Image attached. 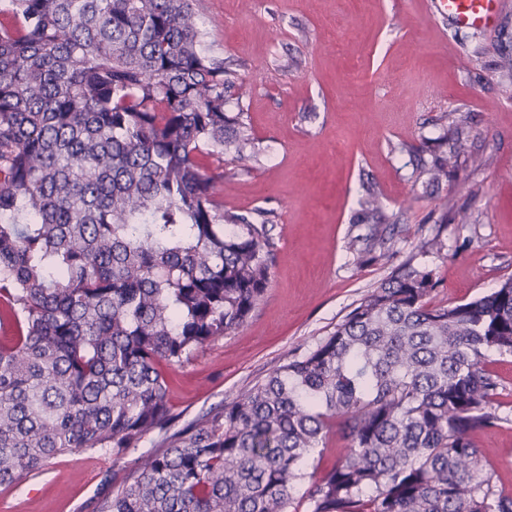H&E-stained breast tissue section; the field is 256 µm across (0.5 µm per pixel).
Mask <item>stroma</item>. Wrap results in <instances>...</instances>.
<instances>
[{
	"instance_id": "35a3bbf8",
	"label": "stroma",
	"mask_w": 512,
	"mask_h": 512,
	"mask_svg": "<svg viewBox=\"0 0 512 512\" xmlns=\"http://www.w3.org/2000/svg\"><path fill=\"white\" fill-rule=\"evenodd\" d=\"M500 23L448 24L431 0H193L205 47L247 85L240 102L256 162L224 163L225 208L269 212L277 242L269 288L247 322L166 368L170 405L202 417L312 348L405 262L432 271L435 305L464 303L512 275V0ZM467 138L433 182L450 124ZM382 211L366 216L365 189ZM468 223H460V213ZM384 246L366 248L375 225ZM439 238L441 251L425 249ZM497 485L512 495V423L478 433ZM90 450L0 488V512H94L142 455Z\"/></svg>"
}]
</instances>
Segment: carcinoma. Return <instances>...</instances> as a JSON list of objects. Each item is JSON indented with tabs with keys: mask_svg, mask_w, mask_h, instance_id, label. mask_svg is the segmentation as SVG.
I'll return each mask as SVG.
<instances>
[{
	"mask_svg": "<svg viewBox=\"0 0 512 512\" xmlns=\"http://www.w3.org/2000/svg\"><path fill=\"white\" fill-rule=\"evenodd\" d=\"M0 20V488L60 455L118 462L95 512H288L330 421L347 442L307 512H512L474 442L508 424L512 277L432 306L429 271L371 288L336 328L200 421L161 363L241 327L275 255L264 212L224 208V155L259 148L244 84L206 55L191 0H8ZM456 127L447 156L464 145ZM214 164L204 166L201 158ZM490 359L492 362L489 366L498 374L502 387L499 398L501 411L509 413L512 418V357L491 355Z\"/></svg>",
	"mask_w": 512,
	"mask_h": 512,
	"instance_id": "cac0c4a2",
	"label": "carcinoma"
}]
</instances>
